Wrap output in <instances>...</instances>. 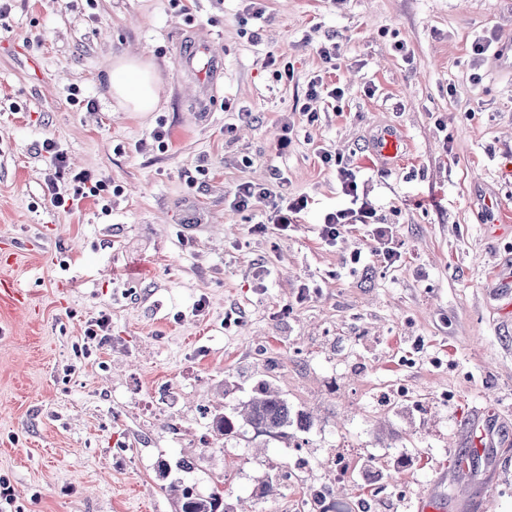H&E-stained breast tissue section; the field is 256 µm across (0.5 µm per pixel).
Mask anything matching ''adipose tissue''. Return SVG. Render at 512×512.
<instances>
[{
	"label": "adipose tissue",
	"instance_id": "adipose-tissue-1",
	"mask_svg": "<svg viewBox=\"0 0 512 512\" xmlns=\"http://www.w3.org/2000/svg\"><path fill=\"white\" fill-rule=\"evenodd\" d=\"M113 98L131 112L152 111L158 102V83L154 69L140 59L123 57L108 71Z\"/></svg>",
	"mask_w": 512,
	"mask_h": 512
}]
</instances>
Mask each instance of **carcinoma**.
I'll use <instances>...</instances> for the list:
<instances>
[{
	"label": "carcinoma",
	"instance_id": "carcinoma-1",
	"mask_svg": "<svg viewBox=\"0 0 512 512\" xmlns=\"http://www.w3.org/2000/svg\"><path fill=\"white\" fill-rule=\"evenodd\" d=\"M301 430L311 426L310 416L292 414L288 402L280 393L263 382L258 387V396L233 408L232 414H218L212 419V431L217 436H231L244 427L269 436H282L291 425ZM179 512H228L224 506V493L216 489L204 497L189 495V488L182 490L178 504Z\"/></svg>",
	"mask_w": 512,
	"mask_h": 512
}]
</instances>
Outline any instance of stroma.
Instances as JSON below:
<instances>
[{
  "label": "stroma",
  "instance_id": "stroma-1",
  "mask_svg": "<svg viewBox=\"0 0 512 512\" xmlns=\"http://www.w3.org/2000/svg\"><path fill=\"white\" fill-rule=\"evenodd\" d=\"M262 4L256 19L245 0H0V244L15 254L0 277L25 298L0 296L11 512H175L173 484L291 512L340 453L352 475L323 512H413L429 489L458 512H512V314L490 295L512 222L493 234L478 202L493 185L512 215V63L471 67L486 35L512 60V0ZM197 41L224 60L205 107L177 63ZM125 56L156 70L153 111L113 99ZM317 75L343 99L307 98ZM387 124L408 138L392 170L367 150ZM47 139L107 184L108 210L51 205ZM325 151L356 170L395 264L373 257L368 226L320 238L324 213L350 204ZM243 181L310 206L288 234L249 233L229 206ZM103 315L108 335L86 342ZM263 381L311 427L215 437L213 416Z\"/></svg>",
  "mask_w": 512,
  "mask_h": 512
}]
</instances>
